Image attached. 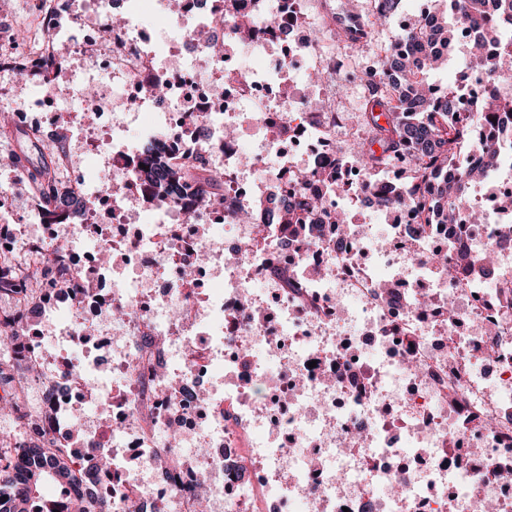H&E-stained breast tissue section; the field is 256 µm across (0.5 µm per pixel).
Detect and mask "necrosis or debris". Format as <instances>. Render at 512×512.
I'll use <instances>...</instances> for the list:
<instances>
[{
    "label": "necrosis or debris",
    "mask_w": 512,
    "mask_h": 512,
    "mask_svg": "<svg viewBox=\"0 0 512 512\" xmlns=\"http://www.w3.org/2000/svg\"><path fill=\"white\" fill-rule=\"evenodd\" d=\"M39 0L38 51L0 40V67L36 69L42 58L86 65L95 89L88 132L112 135L111 233L99 211L82 224H50L35 196L25 223L0 227V253L27 252L42 265L80 239L99 242L78 286L28 291L24 319L1 323L23 334L15 385L37 420L27 440L112 451V512H512V308L501 289L460 272L442 276L456 253L492 252L512 269V168L492 187L470 184L465 208L479 224H424L409 209L384 230L335 227L351 203L376 208L375 190L355 179L351 138L339 137L322 50L336 39L326 8L306 0H149L176 21L166 51L129 0ZM251 30L238 35L240 26ZM224 44L223 57L208 43ZM305 81L294 86L290 73ZM14 123L55 140L63 189L92 195L80 156L57 138L58 115L41 117L40 97L0 94ZM175 140L170 161L204 158L224 173V199L187 223L178 205L154 220L132 219L145 192L134 178L130 131ZM208 133L179 139L187 113ZM336 171L325 190L313 171ZM323 196L322 221L301 245L263 212H238L270 194ZM248 254H235L242 243ZM132 266L122 285L104 272L112 255ZM111 375L103 390L93 377ZM97 414H88V406Z\"/></svg>",
    "instance_id": "4bbe7bcc"
}]
</instances>
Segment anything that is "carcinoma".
I'll use <instances>...</instances> for the list:
<instances>
[{
    "label": "carcinoma",
    "instance_id": "carcinoma-1",
    "mask_svg": "<svg viewBox=\"0 0 512 512\" xmlns=\"http://www.w3.org/2000/svg\"><path fill=\"white\" fill-rule=\"evenodd\" d=\"M398 0H373L368 17L346 10L349 21L336 29L339 41L353 48L364 49L372 44L378 25L391 20ZM440 23L427 31L413 26L399 34L413 43L417 55L413 59L399 60L393 56H372L367 66L365 84L366 102L361 112V122L366 138L357 143L358 160L368 179L388 168L408 166V176L399 186L379 192L381 207L389 210L414 204L428 196L429 212L426 219L435 224L455 223L467 199L468 180H478L495 170L503 150L512 149V135L501 133L486 139L480 147L481 167L468 170V155L473 148L472 127L479 124L489 112H512V100L489 96L473 105L472 112L462 116L454 112L455 92L440 100L426 96L428 77L434 64H442V57L434 54L432 45L438 40L452 39L458 29L466 24L479 26L487 37L497 38V23L493 18L501 0H432ZM473 67L487 71L493 82L512 80V45L502 47L494 58L484 55L480 46L472 47ZM5 137L24 140L37 149L39 158L34 160L23 149L11 155L12 165L26 180L50 224L69 223L86 215L87 206L66 198L56 165L53 144L36 132L9 126H0ZM414 141L419 158L413 160L406 152V145ZM169 150L166 137L155 135L140 144V162L137 178L151 187L160 204H178L191 214L206 203L205 195L224 197L223 174L210 171L205 160L195 158L179 168L169 167L164 157ZM269 213L276 224L295 225L296 234H305L302 215L318 211L319 200L297 194L283 208L269 197ZM57 252L47 260V268L34 277L47 276L53 286L64 287L82 276V272L67 267ZM19 271L14 258L0 256V294L20 289ZM14 417L20 428L28 425V412L18 400H8L0 406ZM75 453L69 448L50 445L27 446L12 441L11 436H0V512H35L42 497L41 485L52 480L66 485L72 480L97 479L99 475L110 478L111 461L104 453L91 448L86 457L94 463L86 470L74 468ZM59 512H112V502L92 501L87 505L81 498L58 502ZM53 509V510H55ZM48 510V512H53Z\"/></svg>",
    "mask_w": 512,
    "mask_h": 512
}]
</instances>
